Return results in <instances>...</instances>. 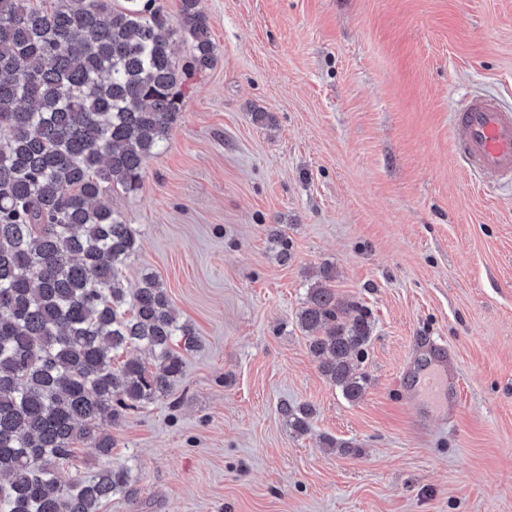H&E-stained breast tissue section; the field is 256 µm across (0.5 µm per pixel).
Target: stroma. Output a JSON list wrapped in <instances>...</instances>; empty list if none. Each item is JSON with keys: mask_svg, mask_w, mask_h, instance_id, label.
<instances>
[{"mask_svg": "<svg viewBox=\"0 0 512 512\" xmlns=\"http://www.w3.org/2000/svg\"><path fill=\"white\" fill-rule=\"evenodd\" d=\"M201 7L214 67L142 188L106 193L142 239L125 287L155 275L198 343L61 480L129 469L103 512H512V189L464 168L450 122L476 95L512 106V0ZM326 268L371 315L355 402L297 322ZM437 347L448 414L407 398ZM284 403L313 406L308 434Z\"/></svg>", "mask_w": 512, "mask_h": 512, "instance_id": "35a3bbf8", "label": "stroma"}]
</instances>
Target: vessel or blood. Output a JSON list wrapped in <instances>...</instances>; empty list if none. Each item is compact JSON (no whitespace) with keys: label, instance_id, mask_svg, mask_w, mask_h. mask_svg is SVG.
<instances>
[{"label":"vessel or blood","instance_id":"obj_1","mask_svg":"<svg viewBox=\"0 0 512 512\" xmlns=\"http://www.w3.org/2000/svg\"><path fill=\"white\" fill-rule=\"evenodd\" d=\"M451 122L462 131L455 142L456 152L471 172L495 181H512V110L495 99L475 97L455 106ZM417 382L421 390L435 391L436 406L456 408L458 385L440 355H432Z\"/></svg>","mask_w":512,"mask_h":512}]
</instances>
